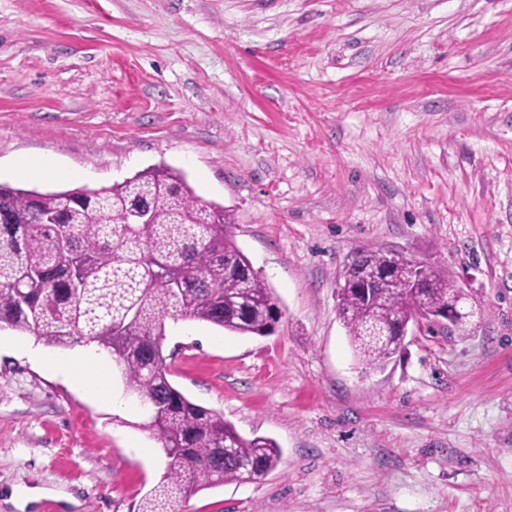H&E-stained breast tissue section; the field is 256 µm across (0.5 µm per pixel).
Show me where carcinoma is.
Listing matches in <instances>:
<instances>
[{
    "label": "carcinoma",
    "mask_w": 512,
    "mask_h": 512,
    "mask_svg": "<svg viewBox=\"0 0 512 512\" xmlns=\"http://www.w3.org/2000/svg\"><path fill=\"white\" fill-rule=\"evenodd\" d=\"M132 199L151 216L132 221ZM224 208L194 195L185 176L152 167L104 192L79 187L38 192L0 184V327L52 347L94 343L112 355L126 390L151 407L144 430L170 459L138 512H181L192 494L248 482L276 467L270 438L241 436L224 415L190 401L171 382L161 341L170 317L209 323L237 335L268 336L283 317L274 290L237 246ZM389 263L381 249L351 258L337 312L359 359L380 368L398 337H379L419 314L436 317L461 288L438 265L427 285L410 286L396 265L366 296L362 277Z\"/></svg>",
    "instance_id": "cac0c4a2"
}]
</instances>
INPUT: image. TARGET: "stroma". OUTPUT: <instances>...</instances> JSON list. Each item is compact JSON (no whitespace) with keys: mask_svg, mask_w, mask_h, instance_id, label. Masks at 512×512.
Here are the masks:
<instances>
[{"mask_svg":"<svg viewBox=\"0 0 512 512\" xmlns=\"http://www.w3.org/2000/svg\"><path fill=\"white\" fill-rule=\"evenodd\" d=\"M157 165L283 304L268 336L166 322L173 384L281 450L182 512H512V0H0V182ZM365 248L447 268L478 317L367 367L336 310ZM102 363L122 408L0 349V512H136L164 476Z\"/></svg>","mask_w":512,"mask_h":512,"instance_id":"1","label":"stroma"}]
</instances>
